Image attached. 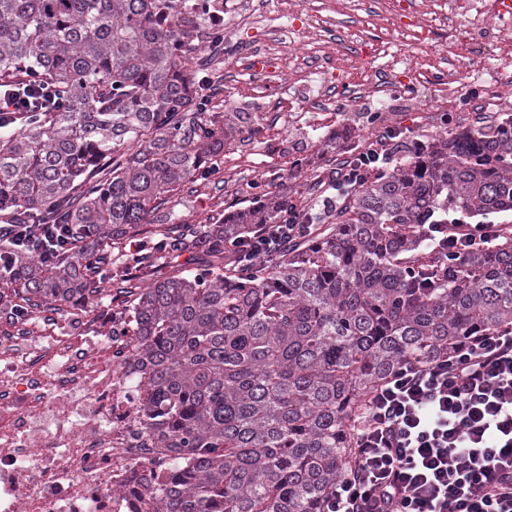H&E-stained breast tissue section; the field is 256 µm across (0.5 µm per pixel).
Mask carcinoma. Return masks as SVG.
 Wrapping results in <instances>:
<instances>
[{
    "label": "carcinoma",
    "mask_w": 512,
    "mask_h": 512,
    "mask_svg": "<svg viewBox=\"0 0 512 512\" xmlns=\"http://www.w3.org/2000/svg\"><path fill=\"white\" fill-rule=\"evenodd\" d=\"M163 0H0V84L50 82L65 107L0 135V213L72 225L46 266L0 274L21 308L85 306L112 283V335L143 381L146 429L171 456L151 512H325L349 468L363 402L407 356L512 325V234L447 261L423 224L512 211V115L408 136L378 127L391 162L342 190L310 234L261 255L237 246L284 192L218 224L148 231L165 194L215 177L248 112L208 111ZM146 252L112 268L120 240ZM206 251L148 285L159 260Z\"/></svg>",
    "instance_id": "cac0c4a2"
}]
</instances>
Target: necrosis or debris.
Instances as JSON below:
<instances>
[{"label":"necrosis or debris","mask_w":512,"mask_h":512,"mask_svg":"<svg viewBox=\"0 0 512 512\" xmlns=\"http://www.w3.org/2000/svg\"><path fill=\"white\" fill-rule=\"evenodd\" d=\"M479 13L458 46L494 44L512 62L504 0H448ZM0 336V512H149L127 494L168 459L140 413L141 391L112 322L73 319L64 331L21 317Z\"/></svg>","instance_id":"4bbe7bcc"}]
</instances>
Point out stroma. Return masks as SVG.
Returning a JSON list of instances; mask_svg holds the SVG:
<instances>
[{"label": "stroma", "mask_w": 512, "mask_h": 512, "mask_svg": "<svg viewBox=\"0 0 512 512\" xmlns=\"http://www.w3.org/2000/svg\"><path fill=\"white\" fill-rule=\"evenodd\" d=\"M254 21L238 25V35L219 50H187L191 75L209 76L215 89L211 111L227 108L251 113L253 133L248 142L232 141L224 148V166L217 179L197 181L166 196L158 222L216 224L225 213L249 206L256 198L285 191L296 201H306L307 184L326 177L331 157H344L346 143L339 134L345 127L365 125V113H381L385 125L412 132L414 138L443 131L444 127L470 124L473 113L485 106L466 99L464 106L447 114L418 112L398 99L378 93L364 96L353 112L311 108L313 99L331 97L347 85L383 80L397 86L413 84L425 99L437 89L426 77L432 67H454L448 56V36L464 30L465 17H423V0H251ZM389 15L388 41L365 51L378 19ZM425 20L430 40L405 35L413 22ZM311 35L316 52L301 61L281 60L287 79L277 96L266 97L253 89L249 62L257 48L274 51L279 42Z\"/></svg>", "instance_id": "1"}]
</instances>
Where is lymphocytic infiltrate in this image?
<instances>
[{
    "instance_id": "obj_1",
    "label": "lymphocytic infiltrate",
    "mask_w": 512,
    "mask_h": 512,
    "mask_svg": "<svg viewBox=\"0 0 512 512\" xmlns=\"http://www.w3.org/2000/svg\"><path fill=\"white\" fill-rule=\"evenodd\" d=\"M53 87L27 80L0 91V115L18 120L60 106ZM377 141L340 167L360 182L389 162ZM502 224H431L446 259L486 247ZM7 262L37 253L52 264L71 243L67 224H1ZM356 462L326 512H512V325L466 338L453 351L403 359L370 396L354 429Z\"/></svg>"
}]
</instances>
